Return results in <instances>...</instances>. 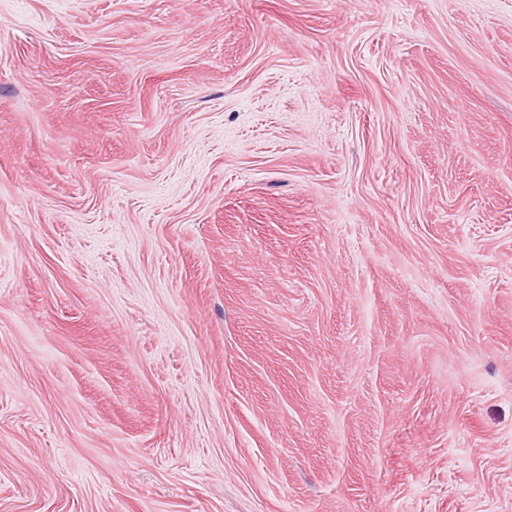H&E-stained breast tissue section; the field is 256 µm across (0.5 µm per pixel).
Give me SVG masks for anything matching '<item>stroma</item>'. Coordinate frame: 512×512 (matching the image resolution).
Returning a JSON list of instances; mask_svg holds the SVG:
<instances>
[{"label":"stroma","instance_id":"stroma-1","mask_svg":"<svg viewBox=\"0 0 512 512\" xmlns=\"http://www.w3.org/2000/svg\"><path fill=\"white\" fill-rule=\"evenodd\" d=\"M0 512H512V0H0Z\"/></svg>","mask_w":512,"mask_h":512}]
</instances>
